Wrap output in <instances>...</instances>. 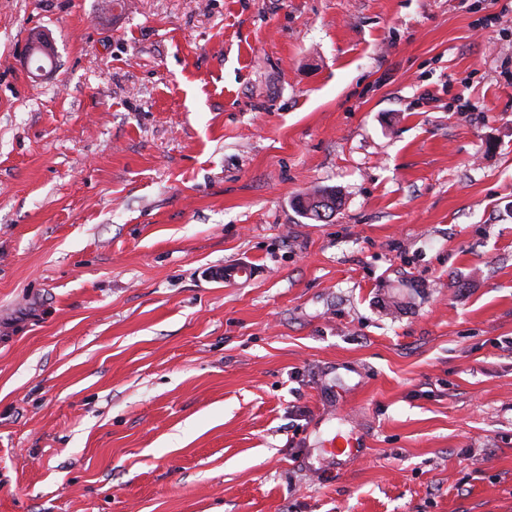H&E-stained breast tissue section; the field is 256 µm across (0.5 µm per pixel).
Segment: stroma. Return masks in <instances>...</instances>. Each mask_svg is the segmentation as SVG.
Returning a JSON list of instances; mask_svg holds the SVG:
<instances>
[{
    "label": "stroma",
    "mask_w": 512,
    "mask_h": 512,
    "mask_svg": "<svg viewBox=\"0 0 512 512\" xmlns=\"http://www.w3.org/2000/svg\"><path fill=\"white\" fill-rule=\"evenodd\" d=\"M0 512H512V0H0ZM295 207L307 218L326 221L336 214L341 206V198L334 189L319 188L305 198L297 197Z\"/></svg>",
    "instance_id": "obj_1"
}]
</instances>
